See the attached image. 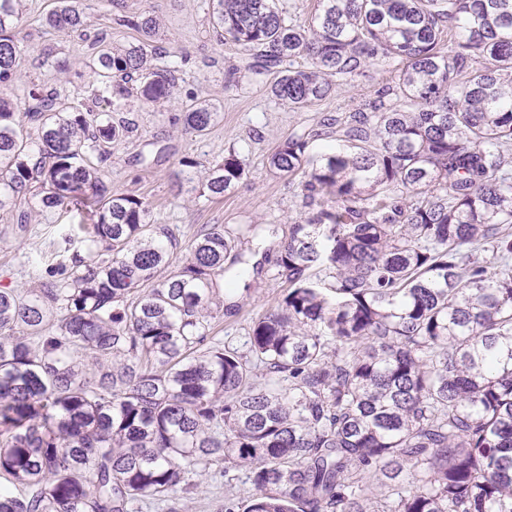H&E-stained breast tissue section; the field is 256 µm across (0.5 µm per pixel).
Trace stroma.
<instances>
[{"instance_id": "stroma-1", "label": "stroma", "mask_w": 512, "mask_h": 512, "mask_svg": "<svg viewBox=\"0 0 512 512\" xmlns=\"http://www.w3.org/2000/svg\"><path fill=\"white\" fill-rule=\"evenodd\" d=\"M55 4L56 0H25L14 24L28 63L14 80L0 83V97L22 99L25 88L34 84L65 98L85 97L89 82L85 61L91 43L46 25L45 16ZM72 4L83 13L91 33L116 46L136 41V31L111 21L106 0H72ZM124 6L128 14L148 12L157 17L158 46L177 56L178 92L175 99L154 105L130 93L121 115L135 128L113 144L103 179L113 190L148 202L152 223L169 227L182 240H190L205 224H274L277 236L256 246L242 244L241 249L259 257L277 250L289 224L299 218L302 202L295 184L270 170L268 154L293 132L319 128L323 120L372 100L386 83L383 73L368 68L346 92L296 112L270 94L272 77L258 79L240 69L243 50L220 41L212 29L211 0H124ZM233 67L238 70L237 85L228 90L224 84ZM203 100L216 104L220 116L199 136L185 131L178 116ZM148 142L160 150L159 161L147 166L136 163V154ZM231 150L244 163L243 180L224 197L205 196L202 185L210 163ZM87 220L86 213L72 207L42 212L36 199L22 196L13 212L0 215V285L36 286L33 264L51 251L58 226ZM283 290V283L265 274L240 280L235 296L240 308L217 316L215 335L242 345L252 318L273 309ZM230 492L246 497L251 486L243 471L217 466L198 492L178 494L174 506L177 512H221Z\"/></svg>"}]
</instances>
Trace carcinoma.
<instances>
[{
	"instance_id": "obj_1",
	"label": "carcinoma",
	"mask_w": 512,
	"mask_h": 512,
	"mask_svg": "<svg viewBox=\"0 0 512 512\" xmlns=\"http://www.w3.org/2000/svg\"><path fill=\"white\" fill-rule=\"evenodd\" d=\"M213 2L219 39L277 73L290 109L371 65L388 84L269 154L302 175L307 211L264 256L288 288L245 351L211 319L234 308L230 277L264 270L238 243L267 226L214 225L163 277L178 239L99 176L129 83L149 103L177 93L157 19L108 0L140 38L94 42L90 102L35 85L0 99V212L34 188L46 212L94 217L37 287L0 288V512H142L221 462L252 487L224 512H512V0H318L303 25L276 0ZM22 7L0 0V82L23 64L7 24ZM45 24L83 19L59 0ZM217 115L200 102L182 123L202 134ZM322 137L336 145L316 152ZM244 176L231 151L204 189Z\"/></svg>"
}]
</instances>
